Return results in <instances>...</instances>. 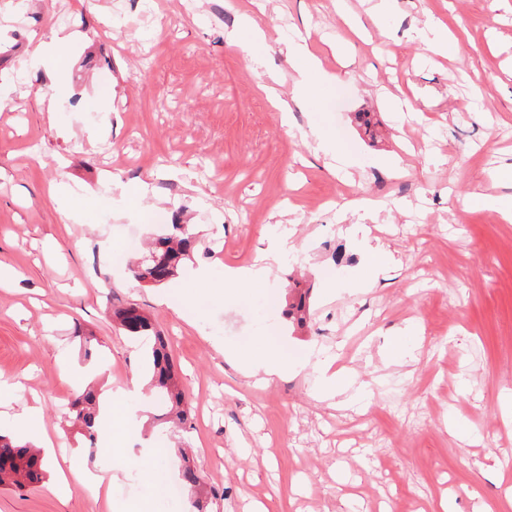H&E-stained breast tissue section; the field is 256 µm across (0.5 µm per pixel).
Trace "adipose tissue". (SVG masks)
<instances>
[{"label": "adipose tissue", "mask_w": 512, "mask_h": 512, "mask_svg": "<svg viewBox=\"0 0 512 512\" xmlns=\"http://www.w3.org/2000/svg\"><path fill=\"white\" fill-rule=\"evenodd\" d=\"M81 40L80 32L57 34L51 41H40L34 57L47 63L51 71L63 74L70 63L71 54ZM288 61L296 77L291 101L278 102L280 112H290L292 104L301 103L310 96L313 87L327 80V73L322 72L319 60L313 56L306 40L294 41L287 46ZM288 252V241L283 237H275L271 249L265 251L259 263L249 268H225L222 282H214L210 274L203 269L187 270L185 276L191 286L199 293L218 290L226 296L264 295L267 294L271 267L277 264ZM227 355L237 367L244 372L257 369L263 370L267 376L273 377L288 371L290 364L273 346L252 345L242 348L228 349ZM143 383L140 376H132L127 387L117 390L103 391L99 396L98 423L107 432V443L103 449L105 455L120 456L121 445L131 431L135 430L143 411L139 403Z\"/></svg>", "instance_id": "adipose-tissue-1"}]
</instances>
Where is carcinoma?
<instances>
[{"label": "carcinoma", "instance_id": "cac0c4a2", "mask_svg": "<svg viewBox=\"0 0 512 512\" xmlns=\"http://www.w3.org/2000/svg\"><path fill=\"white\" fill-rule=\"evenodd\" d=\"M193 244L188 225L182 223L180 218H174L168 225L167 233L152 243L149 255L140 261L131 262L136 279H148L157 285L172 279L182 261L189 256ZM309 295L310 289L296 288L288 304L287 318L298 326L306 324ZM113 318L119 329L129 337L148 336L155 331L152 319L136 306L114 309ZM148 360L152 370L151 387L168 404V410L161 421L177 427L185 425L188 419L184 407L185 395L175 376L164 337L154 335ZM96 397L97 391L89 386L68 407V418L72 426L91 441L94 440L96 428ZM42 476L40 450L29 445H19L14 439L0 434V484L8 483L23 488L39 482Z\"/></svg>", "mask_w": 512, "mask_h": 512}]
</instances>
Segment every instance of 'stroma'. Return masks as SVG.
<instances>
[{"label":"stroma","mask_w":512,"mask_h":512,"mask_svg":"<svg viewBox=\"0 0 512 512\" xmlns=\"http://www.w3.org/2000/svg\"><path fill=\"white\" fill-rule=\"evenodd\" d=\"M367 0H0V376L38 399L52 454L80 469L108 459L65 423L69 374L108 367L113 387L146 373L144 349L112 319L135 305L165 336L185 393L186 429L148 422L132 433L104 503L77 482L66 497L39 484L0 486V512H129L150 492L143 454L190 448L207 512H512V222L478 190L512 197L489 172L512 165V0H394L380 22ZM433 9L456 37L433 53ZM67 14L81 32L64 89L33 59ZM253 15L266 48L246 55L227 34ZM306 34L335 84H323L283 125L286 46ZM369 113L373 134L357 116ZM357 161L336 171L310 127ZM395 155L402 172L383 165ZM67 184L101 205L68 219L50 200ZM146 186L142 215L121 192ZM368 198L353 223L344 203ZM192 225L186 264L222 280L253 266L273 235L291 249L271 296L190 297L186 283L137 280L109 250ZM392 270L370 281L368 248ZM313 286L306 326L281 317L288 284ZM190 307L178 316L174 300ZM408 327L405 359L390 332ZM93 333V345L76 328ZM273 339L296 370L245 376L223 345ZM344 373L321 399L322 370Z\"/></svg>","instance_id":"35a3bbf8"}]
</instances>
